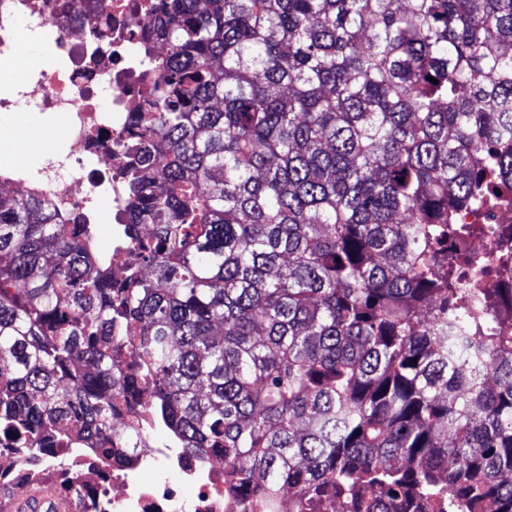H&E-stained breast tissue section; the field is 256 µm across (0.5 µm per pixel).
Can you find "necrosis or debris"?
Returning a JSON list of instances; mask_svg holds the SVG:
<instances>
[{
	"instance_id": "necrosis-or-debris-1",
	"label": "necrosis or debris",
	"mask_w": 512,
	"mask_h": 512,
	"mask_svg": "<svg viewBox=\"0 0 512 512\" xmlns=\"http://www.w3.org/2000/svg\"><path fill=\"white\" fill-rule=\"evenodd\" d=\"M149 0H0V77L21 52L19 25L41 40L48 65L30 69L15 96L0 97V111L16 101L58 116L65 150L48 152L34 167L0 173V188L48 196L67 224L96 223L101 211L121 218L126 205L123 145L131 118L148 107L142 75L148 67L143 43L149 32ZM461 224H485L490 235L459 248L492 253L487 279L505 288L501 308L487 310L483 321L496 334L512 335V209L465 207ZM74 486L87 489L89 512H248L246 502L224 492V463L185 455L177 448L147 446L127 465L105 470L89 456L64 459Z\"/></svg>"
}]
</instances>
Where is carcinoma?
<instances>
[{"label": "carcinoma", "mask_w": 512, "mask_h": 512, "mask_svg": "<svg viewBox=\"0 0 512 512\" xmlns=\"http://www.w3.org/2000/svg\"><path fill=\"white\" fill-rule=\"evenodd\" d=\"M149 15L124 276L0 191V448L110 469L153 436L252 512H512V336L475 315L504 295L448 256L512 198V0Z\"/></svg>", "instance_id": "obj_1"}]
</instances>
